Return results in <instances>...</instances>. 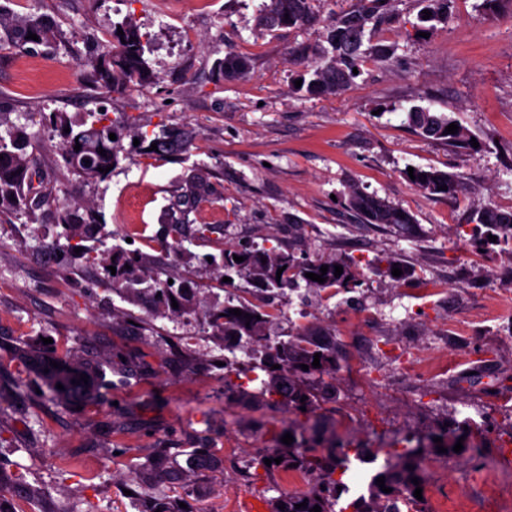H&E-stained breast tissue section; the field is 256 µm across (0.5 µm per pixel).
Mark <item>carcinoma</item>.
I'll return each mask as SVG.
<instances>
[{"label": "carcinoma", "mask_w": 512, "mask_h": 512, "mask_svg": "<svg viewBox=\"0 0 512 512\" xmlns=\"http://www.w3.org/2000/svg\"><path fill=\"white\" fill-rule=\"evenodd\" d=\"M424 9L431 12L428 22L420 27L422 31L436 28V24L448 20L449 0H423ZM392 0H359L356 10L344 14L327 25L323 33V45L317 57L309 60L303 56L297 62L305 67L301 87L297 91L310 96H336L351 85L357 75L353 68L357 66L359 50L363 44L366 29L375 32L391 19ZM314 17L311 0H270L259 15L262 26L273 28H295L309 25ZM124 35H117L118 30ZM37 35L38 40L28 38V33ZM56 38L53 25L41 15H31L22 20L6 17L5 8L0 4V49L30 52L39 46H46ZM148 36L130 22L117 23L112 29V45L99 53L81 61V65L90 71L95 83L107 92H116L127 88H144L154 83L155 75L151 70L146 53L149 52ZM219 76L226 81L241 80L251 72L250 60L233 51L225 54L217 62ZM91 121L77 131L63 134L60 143L61 156L67 169L81 181L102 182L109 178L103 169L117 164V145L121 140L120 130L107 121V112L90 114ZM408 125L421 135L440 140L455 148L471 146L470 136L463 128L457 133H446V127L455 119L444 112H432L420 106L411 107L405 114ZM115 134L116 139L109 138ZM151 142L157 144L153 151H143L148 157L173 154L186 150L190 146L187 133L179 127H163L154 134ZM81 144L76 151L74 146ZM30 135L27 127L17 126L0 135V219L9 218L23 212L36 215V211H53L54 222L63 228L64 244H57L59 250L72 254L81 249L80 256L89 261L96 259L97 250L106 245L104 225L94 213L81 206H58V189L47 178L35 158L28 153ZM105 150L106 155L99 154ZM415 179L409 180L414 187L427 195H452L457 191L455 177L436 169L414 168ZM221 195L210 186L207 178L193 171L185 179L181 194L174 200L172 209L178 212L174 224L170 225L169 236L172 242L165 247L175 251L182 246L183 228L189 215L204 203H214ZM346 206L362 219L365 224H387L404 228L413 223L410 214L375 194H369L358 185L349 186ZM474 235L481 239L496 237V244L512 246V211H502L492 206H483L473 215ZM113 259L109 265L116 268V274L108 275L112 291L122 298L135 299L142 296L148 299L152 311L156 314L173 313L181 317L195 314L194 301L198 285L190 278H180L168 283L160 279L156 269L137 250L109 248ZM244 258L237 262L233 256ZM212 263L224 269V276L234 272L253 285V299L227 298L224 305L210 308L204 314V323L212 329L215 336L224 337V350L230 356L224 357V368L229 369L238 363L236 352L246 354L247 371L252 373L248 382L255 385L244 393L256 400L277 397L288 412H298L305 407L311 412L318 401L326 398L328 383L325 377L336 372V343L330 337L321 340L303 329L288 339H281L269 333L270 326L277 319V313L263 304L272 294L284 293L287 289L300 287V282L318 291L332 295L340 291H349L357 284L353 267L355 263L345 260H309L298 259L293 253L277 247L252 248L246 245L228 247L220 251V257H212ZM328 266L324 275L326 281L319 283L305 276L312 272L320 274L321 266ZM340 265L343 273L334 276L335 266ZM282 275H277L278 269ZM177 301L178 308L172 307ZM239 309L242 315L229 313ZM249 314L251 319L244 318ZM320 354V367H312L314 354ZM23 357L31 371L46 384L59 405L72 406L92 404L101 397L103 388L99 371L83 364L68 354L48 356L33 349L23 351ZM60 367L55 368L50 362ZM280 368L275 369L273 365ZM309 369L304 371L301 365ZM89 376L88 382L80 380V375ZM63 385L58 389L57 385ZM288 463L297 464L303 471L318 470L323 475L322 486L314 487L305 493H285L272 501V512H310L314 506L321 512H389L388 503L401 490L414 492L416 487H425L427 478L417 466L414 452L406 449L399 453L395 450L387 453L382 468L373 473L368 486V496L354 498L344 506H339L341 498L337 487L345 486L343 477L347 472V457L336 460V446H329L323 457L308 460L304 457L288 456ZM339 478H334V475ZM384 477L385 486L392 492L385 493L376 484V479ZM418 478L414 484L412 478ZM307 503L300 509L295 505ZM285 509H279V506Z\"/></svg>", "instance_id": "obj_1"}]
</instances>
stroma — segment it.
<instances>
[{
    "mask_svg": "<svg viewBox=\"0 0 512 512\" xmlns=\"http://www.w3.org/2000/svg\"><path fill=\"white\" fill-rule=\"evenodd\" d=\"M450 0L448 21L418 34L422 0H393L375 43L395 54L363 55L354 84L333 98L294 90L303 72L292 48L313 51L336 16L359 0H312L314 25L272 32L258 25L261 0H7L11 16L43 15L56 39L34 53L0 50V131L27 124L31 150L70 201L99 212L108 245L156 260L167 277L191 274L195 316L153 315L121 301L103 267L77 257L43 262L61 226L24 216L0 222V505L8 512H137L139 501L178 499L188 512H271L284 470L250 469L261 449L310 423L326 440L350 435L345 416L390 437L478 414L479 450L452 456L442 486L457 512H485L498 481L512 495V252L472 240L471 215L491 204L512 211V5ZM132 18L151 39V87L103 93L79 62ZM249 57L248 78L217 80L227 51ZM420 105L452 115L479 144L463 151L429 141L404 122ZM107 111L123 127L118 164L104 182L69 174L58 150L64 115L80 128ZM188 131V151L151 159L136 135ZM223 194L191 213L208 240L162 252L170 205L192 168ZM408 167L457 175L451 196L410 185ZM404 208L409 229L365 224L345 205L350 185ZM281 245L299 257L350 259L358 284L324 300L306 288L275 299L272 335L300 327L335 336L333 399L305 417L256 403L225 372L224 343L203 314L251 286L200 255L237 244ZM404 269L392 277L390 265ZM70 352L103 374V398L83 408L51 401L18 358L26 347ZM162 457L161 478L145 464Z\"/></svg>",
    "mask_w": 512,
    "mask_h": 512,
    "instance_id": "obj_1",
    "label": "stroma"
}]
</instances>
